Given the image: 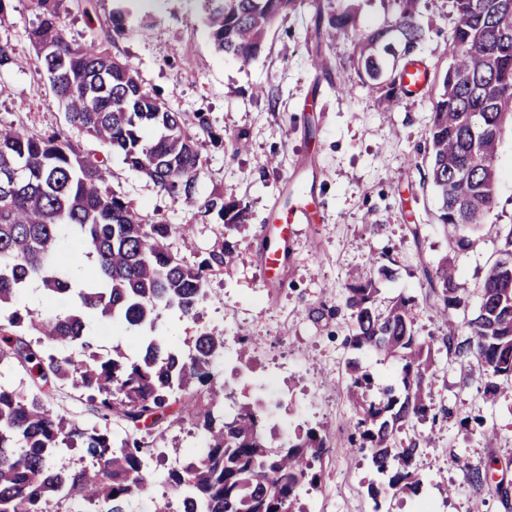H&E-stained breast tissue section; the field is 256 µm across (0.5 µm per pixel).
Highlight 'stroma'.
I'll list each match as a JSON object with an SVG mask.
<instances>
[{"label": "stroma", "mask_w": 512, "mask_h": 512, "mask_svg": "<svg viewBox=\"0 0 512 512\" xmlns=\"http://www.w3.org/2000/svg\"><path fill=\"white\" fill-rule=\"evenodd\" d=\"M117 6V0H94L90 15L70 10L65 17L70 39L88 44L110 38L113 55L128 61L141 84L171 111L190 121L204 114L225 142L199 135L204 169L198 193L203 198L222 193L225 200L240 202L248 218L225 227L161 192L120 154L70 127L38 70L27 34L34 19L29 0H10L0 14V42L13 46L17 63L0 70V128L60 131L85 151L106 156L107 188L131 201L148 222L172 225L167 244L186 262H196L199 252L218 240L237 246L233 266L210 276L197 318L170 309L153 326L134 329L89 318L84 334L92 352L107 358L118 348L133 359L145 335L165 338L186 352L195 336L222 331L224 353L211 371L230 400H259L280 439L314 427L328 440L316 465L317 486L301 492L307 512H374L368 485L375 474L349 443L357 416L345 394L347 362L358 358L379 382L401 365L348 348L345 298L348 284L374 278L378 266H389L395 276L377 280V300L382 305L401 296L414 300V331L433 352L436 376L430 386L433 416L415 427L429 438L414 463L426 478L423 490L416 497L385 499L384 512H512V396L487 402L481 363L448 352L449 322H458L459 336H466L463 316L477 309L485 271L512 230V124H504L500 138L496 205L476 227V245L460 248L453 229L437 219L425 140L438 80L450 62L451 0H421L424 39L418 58L428 66L431 82L424 95L391 106L383 91L363 85L350 44L316 38L311 0H298L280 17L259 56L245 65L215 51L201 0H159L148 17L132 7L121 34L112 31ZM319 54L326 56L328 71L314 67ZM238 135L247 148L236 153L229 142ZM309 158L315 169H303ZM306 200L316 204V223L296 225L287 237L269 224L274 205ZM268 249L285 256L279 281L270 283L261 271ZM446 258L456 265L466 307L443 316L423 270ZM244 336L258 342L246 363L238 358ZM49 404L80 427L104 424L86 392L72 385L59 386ZM485 424L497 431L490 446L481 435ZM201 441L187 425L166 430L157 442L165 460L152 464L150 494L138 503V512L174 501L165 473L184 463ZM468 467L488 470L491 484L471 485L464 474ZM440 480L449 494L437 489Z\"/></svg>", "instance_id": "stroma-1"}]
</instances>
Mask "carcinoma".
Wrapping results in <instances>:
<instances>
[{
  "instance_id": "obj_1",
  "label": "carcinoma",
  "mask_w": 512,
  "mask_h": 512,
  "mask_svg": "<svg viewBox=\"0 0 512 512\" xmlns=\"http://www.w3.org/2000/svg\"><path fill=\"white\" fill-rule=\"evenodd\" d=\"M65 0H30L38 23L29 38L39 68L51 83L67 123L87 137L120 151L125 163L160 191L242 224L246 209L220 194L197 199L203 169L197 133L179 112L167 109L143 88L133 68L112 55L110 39L78 45L63 22ZM206 25L217 51L246 64L261 52L277 19L298 0H203ZM393 19L363 30L357 7L339 12L316 2L317 28L331 41L353 46L364 84L395 89L396 62H411L423 40L420 0H390ZM456 22L449 41L451 62L439 82L426 136L438 220L465 235L495 205L497 150L502 125L512 118V0H452ZM395 61L385 69L384 57ZM106 159L84 153L59 133L33 135L23 128L0 129V361L29 369L34 391L0 384V512H59V495L79 497L94 512H134L148 486L156 449L136 437L140 421L163 431L175 422L205 433V447L168 472L167 484L188 512H305L298 491L316 485L314 462L325 452L324 437L309 429L275 443L267 435V414L256 402L224 410V389L213 381L212 361L224 352V336L206 332L192 353L157 336H147L137 359L118 352L107 359L56 356L33 346L36 333L48 343L79 347L87 315L121 320L130 327L154 324L163 309L194 316L206 297L209 274L224 270L234 246L216 242L197 263L170 252L172 226L145 222L140 210L106 187ZM75 236L82 255L96 268L94 279L75 287L56 251L62 234ZM425 277L441 297L442 312L458 309L455 266L446 259ZM36 285L49 296H76L62 314L33 319L14 308L20 291ZM374 280L347 287L352 326L348 342L361 353L396 358L401 372L372 398L374 379L359 360L347 362V394L359 418L351 445L369 456L382 486L368 493L380 512L381 494L416 495L424 478L412 468L422 436L405 428L428 419V387L435 375L429 345L414 334V302L398 298L381 309ZM477 312L464 326L468 338L448 337V349L473 356L484 367V398L492 403L512 393V229L500 256L486 270ZM90 392L102 418L121 427L116 440L107 427L82 429L46 402L58 386ZM79 448L89 464L56 470L57 448Z\"/></svg>"
}]
</instances>
